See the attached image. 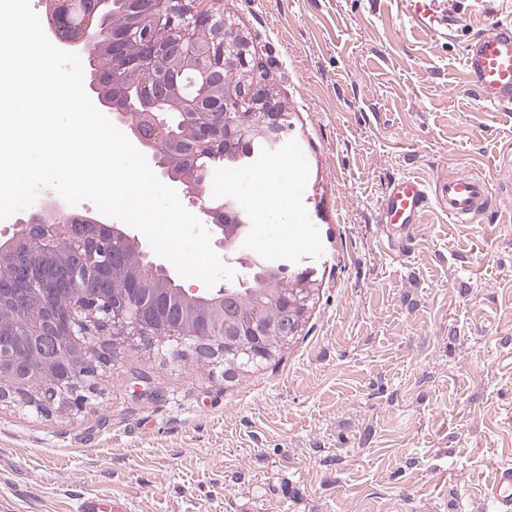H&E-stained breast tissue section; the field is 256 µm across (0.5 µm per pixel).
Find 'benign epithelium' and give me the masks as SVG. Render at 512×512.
Here are the masks:
<instances>
[{
  "label": "benign epithelium",
  "instance_id": "benign-epithelium-1",
  "mask_svg": "<svg viewBox=\"0 0 512 512\" xmlns=\"http://www.w3.org/2000/svg\"><path fill=\"white\" fill-rule=\"evenodd\" d=\"M149 7L104 40L90 34L88 18L73 32L70 0H48L49 23L58 37L91 62L103 51L112 56V70L97 76L90 89L113 122L122 126L139 146L149 165L178 184L180 193L198 206L210 231L218 236L224 261L248 267L238 256L241 225L209 206L211 180L176 177L185 154L178 151V135L166 113H181L191 127L192 149L235 155L250 139L261 137L279 144L284 133L282 105L269 88L268 61L250 42L231 31L224 14L206 11L162 10L166 0H147ZM165 25L168 39L158 41L155 28ZM139 76L135 96L124 92L129 70ZM202 77L207 93H186ZM60 224H15L12 236L0 246V305L13 312V327L0 328V403L31 407L48 415L62 407L81 409L99 368L112 354L138 341H159L176 355L190 348L203 360L221 359L232 372L259 359L301 331L316 288L314 272L288 276V265L273 267L286 288H252L251 306L226 283L208 293H190L167 276V268L144 246L127 224H103L93 217L73 224L75 210L57 207ZM65 253L64 278L71 292L64 298L43 288L32 268L45 257ZM108 265L111 276L142 285L163 275L172 284L165 294L148 289L163 303L195 309L191 318H173L156 327L151 308L136 306V288L122 295L88 287V275Z\"/></svg>",
  "mask_w": 512,
  "mask_h": 512
}]
</instances>
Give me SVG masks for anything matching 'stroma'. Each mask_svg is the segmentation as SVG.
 I'll use <instances>...</instances> for the list:
<instances>
[{"mask_svg": "<svg viewBox=\"0 0 512 512\" xmlns=\"http://www.w3.org/2000/svg\"><path fill=\"white\" fill-rule=\"evenodd\" d=\"M271 65L281 152L213 177L243 202L279 168L304 245L264 250L319 286L298 336L233 373L123 348L86 408L0 405V512H64L77 492L135 512H493L512 470V112L470 90L459 24L412 25L398 0H222ZM488 179L493 207H435L389 249L379 199L413 173ZM487 496L495 505L496 512L512 511V471L499 474L488 489Z\"/></svg>", "mask_w": 512, "mask_h": 512, "instance_id": "obj_1", "label": "stroma"}]
</instances>
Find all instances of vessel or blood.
Wrapping results in <instances>:
<instances>
[{"mask_svg":"<svg viewBox=\"0 0 512 512\" xmlns=\"http://www.w3.org/2000/svg\"><path fill=\"white\" fill-rule=\"evenodd\" d=\"M506 0H403L404 11L418 28L451 29L461 19L487 22L486 30L470 37L464 66L469 84L478 99L497 110H512V19L504 17ZM492 192L485 178L465 172L448 177L444 208L454 224L469 223L474 216L487 213ZM431 203L428 181L401 176L385 188L380 201L381 222L387 239L408 232L419 223ZM487 496L496 512H512V471L499 474ZM67 512H132L122 498L104 499L96 495L73 498Z\"/></svg>","mask_w":512,"mask_h":512,"instance_id":"b4317fda","label":"vessel or blood"}]
</instances>
